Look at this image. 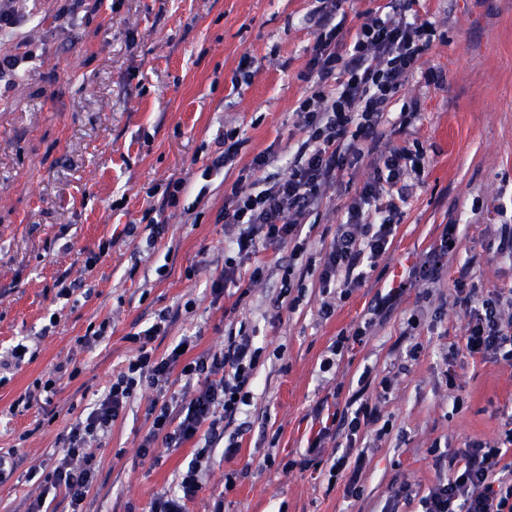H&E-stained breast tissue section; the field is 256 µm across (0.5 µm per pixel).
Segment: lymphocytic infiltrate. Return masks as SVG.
<instances>
[{
  "label": "lymphocytic infiltrate",
  "mask_w": 512,
  "mask_h": 512,
  "mask_svg": "<svg viewBox=\"0 0 512 512\" xmlns=\"http://www.w3.org/2000/svg\"><path fill=\"white\" fill-rule=\"evenodd\" d=\"M419 0H388V12L380 17L367 13L348 47L338 48V30L331 24L336 0H318L314 11L318 26L314 55L303 79L307 88L296 114L305 138L287 160L273 153L256 155L240 170L224 195V222L234 234L228 247L231 257L212 282L221 294L226 281L240 276L242 260L268 249L301 239L306 219L316 211L326 189L339 172L356 166L375 152L381 137L378 126L410 72L430 49L435 26L427 19H408ZM347 208L345 222L316 269L324 289H351L361 285V266L384 255L394 231V220L407 199L402 177L424 164L423 149L393 147L380 157ZM284 164V173L267 177L256 186L251 173ZM456 302L468 313L463 334L470 356L493 358L512 368V289L501 288L481 295L455 282ZM167 314L148 328L133 334L139 347L124 369L113 375L109 386L86 418L77 420L64 438L62 457L45 474L48 487L63 494L71 512H80L94 479L93 442L100 440L123 417L142 387L155 389L150 404L151 427L139 455L154 456L157 447L178 449L195 443L194 457L179 474L174 490L156 495L149 512H186L205 481V463L214 453L223 459L241 451L237 441L222 450L215 442L241 413L250 397L262 347L246 328L224 339L222 349L186 359L177 352L156 355L150 344L166 335ZM192 385L191 396L167 397L171 376ZM379 411L361 402L355 411L336 410L320 419L309 443L305 465H312L321 445L344 429L347 448H354L362 427L377 422ZM421 512H512V429L494 442L467 441L448 458V469L439 473Z\"/></svg>",
  "instance_id": "lymphocytic-infiltrate-1"
}]
</instances>
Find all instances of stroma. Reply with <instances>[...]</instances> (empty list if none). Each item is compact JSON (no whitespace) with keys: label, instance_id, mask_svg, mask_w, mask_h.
<instances>
[{"label":"stroma","instance_id":"1","mask_svg":"<svg viewBox=\"0 0 512 512\" xmlns=\"http://www.w3.org/2000/svg\"><path fill=\"white\" fill-rule=\"evenodd\" d=\"M314 0H16L15 28L0 34V354L26 353L0 372V453L17 467L0 481V512H27L40 494L30 470L51 471L60 437L87 413L137 345L133 333L163 309L178 316L153 341L163 355L180 337L196 352L224 346L246 325L263 353L252 400L235 422L238 456L213 457L188 512H420L435 482V452L470 440L490 442L512 422V370L470 357L466 318L453 304V282L480 291L512 288V258L497 254L512 225V0H427L435 40L380 125L393 143L426 153L388 251L333 315L311 269L344 220L371 158L343 170L309 216L306 249L280 250L301 273L293 309L276 307L281 269L253 283L241 276L214 296L224 265V192L264 152L293 154L303 138L295 110L315 36L306 21ZM250 84L233 88L241 59ZM418 103L404 121L403 106ZM244 144L234 166L211 178L201 167L219 155L224 133ZM182 181L177 206L163 208L165 233L147 245L150 208L162 207L169 182ZM460 227L448 265L434 283H417L384 312L378 295ZM93 265H86L89 256ZM71 285L61 295L62 285ZM110 321L91 349L78 339ZM368 331L330 371L320 369L338 334ZM419 345L414 361L408 345ZM75 360L48 408L15 413L11 404L59 363ZM377 402L386 435L368 426L356 446L365 465L360 499L343 484L327 488L312 470L290 467L316 429L317 406ZM151 391L134 400L108 435L94 443V488L85 512H148L173 486L192 447L138 449L150 419ZM248 477H241L243 468ZM237 473L233 488L225 476Z\"/></svg>","mask_w":512,"mask_h":512}]
</instances>
